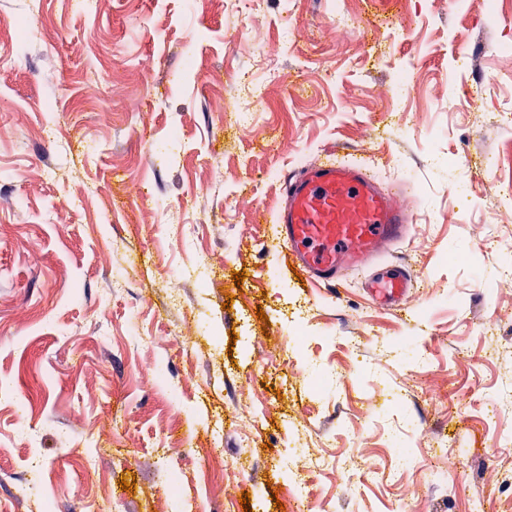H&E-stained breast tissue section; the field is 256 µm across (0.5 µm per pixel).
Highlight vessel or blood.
<instances>
[{"mask_svg":"<svg viewBox=\"0 0 512 512\" xmlns=\"http://www.w3.org/2000/svg\"><path fill=\"white\" fill-rule=\"evenodd\" d=\"M284 194L274 233L300 272L328 285L347 269L376 261L409 234L414 222L391 186L376 182L359 166L332 159L289 178ZM412 286V274L399 268L374 274L368 292L392 304Z\"/></svg>","mask_w":512,"mask_h":512,"instance_id":"vessel-or-blood-1","label":"vessel or blood"}]
</instances>
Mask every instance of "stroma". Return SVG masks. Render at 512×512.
Instances as JSON below:
<instances>
[{
  "mask_svg": "<svg viewBox=\"0 0 512 512\" xmlns=\"http://www.w3.org/2000/svg\"><path fill=\"white\" fill-rule=\"evenodd\" d=\"M78 2L0 0V512H243L194 478L218 420L252 512L300 464L308 512H512V219L485 176L512 173V0H345L341 34L336 0ZM236 76L267 105L245 129L201 94ZM329 157L415 201L398 305L363 270L296 277L272 234L285 175ZM201 255L216 281L170 302Z\"/></svg>",
  "mask_w": 512,
  "mask_h": 512,
  "instance_id": "35a3bbf8",
  "label": "stroma"
}]
</instances>
